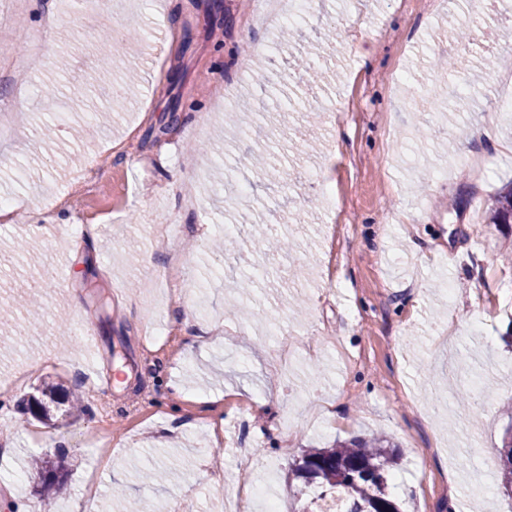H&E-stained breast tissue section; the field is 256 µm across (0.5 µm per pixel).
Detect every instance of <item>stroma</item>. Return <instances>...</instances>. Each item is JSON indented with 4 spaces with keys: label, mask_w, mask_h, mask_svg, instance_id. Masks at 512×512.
<instances>
[{
    "label": "stroma",
    "mask_w": 512,
    "mask_h": 512,
    "mask_svg": "<svg viewBox=\"0 0 512 512\" xmlns=\"http://www.w3.org/2000/svg\"><path fill=\"white\" fill-rule=\"evenodd\" d=\"M123 2L91 15L78 0H0V119L13 128L0 140V197L22 206L0 223V377L16 380L0 403V485L22 475L17 495L45 512L29 460L62 448L57 512L79 500L126 512L133 499L148 512L175 501L228 512L217 483L229 471L241 493L260 483L279 512H303L317 489L291 473L301 449L381 434L401 453L388 480L401 512H512L499 473L512 426V264L501 259L512 224L488 222L512 185V114L494 122L485 110L491 68L512 76V39L495 35L512 10L499 5L475 45L456 30L479 25L484 0H312L274 53L247 24L259 0ZM42 28V53L15 83L23 35ZM245 43L266 62L253 79L238 74ZM437 58L456 69L432 68ZM227 82L232 124L213 99ZM488 124L493 137H472ZM274 126L275 182L252 165ZM70 195L84 222L64 207ZM256 223L293 249L262 253ZM227 224L238 234L212 251ZM247 263L259 277L246 300ZM161 315L171 336L147 348ZM269 321L287 335H266ZM83 328L96 338L93 388L70 365ZM282 346L295 356L287 369ZM46 382L83 394L84 412L33 418L26 401ZM467 387L482 404L457 405Z\"/></svg>",
    "instance_id": "stroma-1"
}]
</instances>
